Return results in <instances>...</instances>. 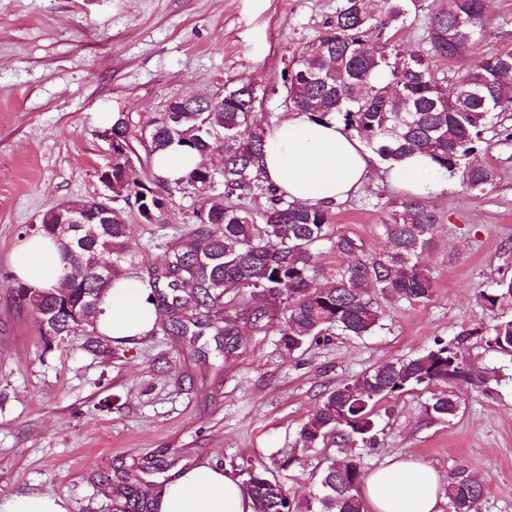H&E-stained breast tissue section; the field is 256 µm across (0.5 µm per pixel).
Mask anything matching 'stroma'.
<instances>
[{"mask_svg":"<svg viewBox=\"0 0 512 512\" xmlns=\"http://www.w3.org/2000/svg\"><path fill=\"white\" fill-rule=\"evenodd\" d=\"M340 0H0V503L28 491L59 497L66 512H116L101 474L157 492L181 469L219 466L246 480L267 469L301 508L314 503L322 470L356 459L371 473L394 454L433 466L445 482L479 480L478 512H512V352L492 350L489 326L512 306L487 309L481 292L512 277V112L493 115L482 163L492 187L473 191L441 174L427 199L439 224L421 257L434 284L426 303L392 300L365 336L330 335L290 353L279 319L241 324L232 354L213 337L192 342L156 328L133 345L91 352L89 337L45 334L19 303L10 255L46 210L96 196L110 158L97 133L114 113L142 125L165 102L214 94L244 79L258 97L257 123L270 130L290 114L284 78L299 46ZM443 0H419L395 40L402 53L426 49L427 24ZM476 55L512 45V0H487ZM382 167L353 197L332 207V232L384 251L380 201L402 198ZM194 195L173 197L168 221L129 214L145 268L161 266V240L179 237ZM469 380L448 383L459 409L446 420L426 405L440 385L379 403L374 439L300 432L336 384L377 365L452 342L463 330Z\"/></svg>","mask_w":512,"mask_h":512,"instance_id":"35a3bbf8","label":"stroma"}]
</instances>
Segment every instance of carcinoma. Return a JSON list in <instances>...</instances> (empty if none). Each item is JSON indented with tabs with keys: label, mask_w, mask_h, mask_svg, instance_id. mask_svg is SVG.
Wrapping results in <instances>:
<instances>
[{
	"label": "carcinoma",
	"mask_w": 512,
	"mask_h": 512,
	"mask_svg": "<svg viewBox=\"0 0 512 512\" xmlns=\"http://www.w3.org/2000/svg\"><path fill=\"white\" fill-rule=\"evenodd\" d=\"M416 0H341L334 14L307 44L316 53L300 51L289 65L288 103L318 120L336 117L344 129L362 140L383 162L420 152L435 161L443 173L458 174L463 184L483 191L494 185L496 171L469 158L486 144L484 131L494 112H512V94L503 76L512 71V46L503 47L475 65L467 64V48L479 43L485 29L484 0H445L432 12L427 26L429 49L401 57L392 30L407 22ZM435 54L461 62L462 71L449 83L431 69ZM248 83L224 87L221 111H210L205 99L192 100L190 112L159 113L152 120V149L148 171L124 156L132 147L135 130L122 113L111 125L112 150L120 154L112 165L113 185L120 188L144 223L157 208L177 193L192 191L197 207L187 222L182 240L164 243L161 267L144 270L139 253L130 243L131 227L124 210L112 208V219L94 225L95 234L56 238L49 209L32 234L57 239L64 275L58 286L34 289L24 283L16 296L59 336L76 333L77 308L87 324H95L112 273L146 281L150 301L158 314L156 325L174 336L224 337V348L238 344V323L254 328L281 311V345L290 353L335 330L344 335L373 332L384 315L375 293L384 297L425 303L432 298L430 273L419 261L433 248L437 215L425 198L407 196L383 202L388 209L381 224L390 242L387 251L368 253L363 244L346 234L330 233L333 212L321 204L290 201L267 183L257 166L265 134L243 129L253 118L255 101L243 93ZM169 116V121L162 117ZM223 139L224 168L210 169L199 161L184 178L170 181L158 175L154 155L177 143L204 156ZM262 198L254 210L244 203ZM326 246L346 257L325 271L311 261V250ZM488 308L512 306V278L502 280L490 294H482ZM491 346L512 350V319L492 327ZM464 376L457 349L436 343L427 352L407 360L386 362L326 393L308 416L301 437L308 444L331 433L373 439V415L386 397L418 386L428 387ZM458 411L456 394L444 392L431 399L427 414L447 419ZM364 473L354 461L332 462L322 471L320 491L310 512H366L361 494ZM245 490L258 512H298L284 486L267 469L249 472ZM126 505L145 509L156 502L148 491L125 486L113 488ZM452 512H474L483 487L470 479L448 484Z\"/></svg>",
	"instance_id": "cac0c4a2"
}]
</instances>
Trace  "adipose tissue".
Masks as SVG:
<instances>
[{
  "instance_id": "obj_1",
  "label": "adipose tissue",
  "mask_w": 512,
  "mask_h": 512,
  "mask_svg": "<svg viewBox=\"0 0 512 512\" xmlns=\"http://www.w3.org/2000/svg\"><path fill=\"white\" fill-rule=\"evenodd\" d=\"M377 157L333 119L313 121L291 113L266 135L259 159L265 178L288 199L331 205L355 193L368 181ZM430 158L414 155L388 166L387 180L414 195L435 187ZM16 278L37 288L58 284L64 263L53 239L33 235L16 246L12 256ZM147 283L126 277L114 280L96 319L99 333L115 343H131L149 335L157 312ZM443 481L432 466L398 456L388 458L364 486L372 512H442ZM159 512H255L253 499L239 480L212 466L181 471L166 483Z\"/></svg>"
}]
</instances>
